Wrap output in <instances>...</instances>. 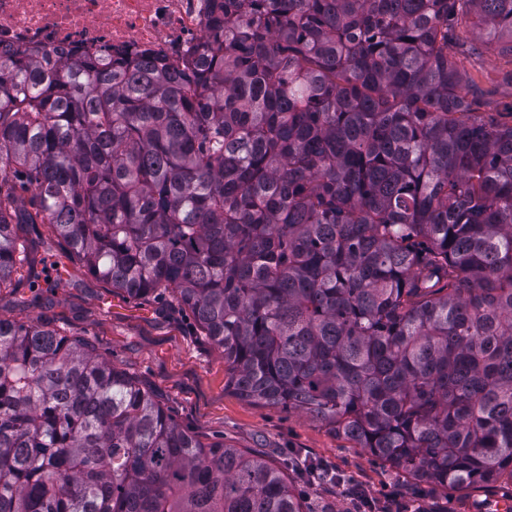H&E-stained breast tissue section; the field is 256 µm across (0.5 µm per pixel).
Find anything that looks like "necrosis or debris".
Returning a JSON list of instances; mask_svg holds the SVG:
<instances>
[{"mask_svg": "<svg viewBox=\"0 0 512 512\" xmlns=\"http://www.w3.org/2000/svg\"><path fill=\"white\" fill-rule=\"evenodd\" d=\"M212 0H0V54L53 61L83 53L195 62L210 38Z\"/></svg>", "mask_w": 512, "mask_h": 512, "instance_id": "obj_1", "label": "necrosis or debris"}]
</instances>
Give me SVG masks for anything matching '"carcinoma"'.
I'll return each mask as SVG.
<instances>
[{"label":"carcinoma","instance_id":"carcinoma-1","mask_svg":"<svg viewBox=\"0 0 512 512\" xmlns=\"http://www.w3.org/2000/svg\"><path fill=\"white\" fill-rule=\"evenodd\" d=\"M512 0H214L194 67L0 59V289L49 224L96 278L169 292L226 386L415 482L512 481V124L460 32ZM87 342L0 317V512H305Z\"/></svg>","mask_w":512,"mask_h":512}]
</instances>
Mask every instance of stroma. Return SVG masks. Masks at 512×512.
Wrapping results in <instances>:
<instances>
[{"label": "stroma", "mask_w": 512, "mask_h": 512, "mask_svg": "<svg viewBox=\"0 0 512 512\" xmlns=\"http://www.w3.org/2000/svg\"><path fill=\"white\" fill-rule=\"evenodd\" d=\"M463 66L486 102L484 119L505 121L512 111V56L486 49L465 58ZM70 269L71 278L58 280L52 292L20 314L9 293L0 292V317L37 320L89 340L203 441L272 462L288 457L312 463L343 477L339 485L290 471L307 512H356V488L375 501L377 512H512V486L413 489L404 474L310 414L240 397L225 386L223 351L201 335L191 312L170 295L133 299L79 264Z\"/></svg>", "instance_id": "obj_1"}]
</instances>
